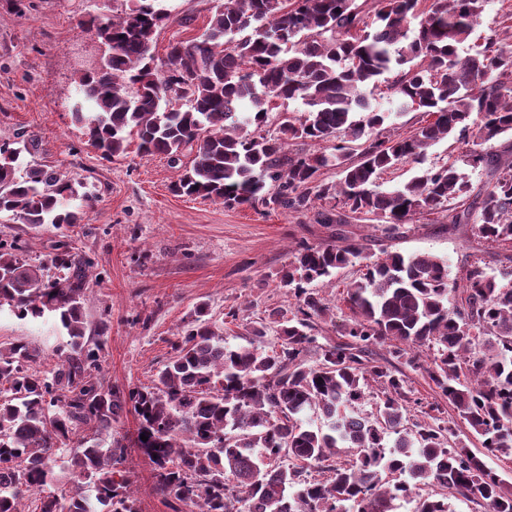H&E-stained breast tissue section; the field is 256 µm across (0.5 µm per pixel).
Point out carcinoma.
Here are the masks:
<instances>
[{
	"label": "carcinoma",
	"instance_id": "obj_1",
	"mask_svg": "<svg viewBox=\"0 0 512 512\" xmlns=\"http://www.w3.org/2000/svg\"><path fill=\"white\" fill-rule=\"evenodd\" d=\"M419 2L372 0L369 22L355 0H222L201 34L169 44L160 67L152 45L169 14L158 0H135L122 16L87 22L106 55L78 78L73 117L105 160L127 155L133 138L137 151L174 164L194 153L173 185L179 195L227 209L314 210L324 225L348 213L407 224L456 200L448 231L471 222L477 243L512 247V148L494 149L512 135V54L492 38L461 54L486 0H433L426 11ZM391 72L398 111L418 113L405 134L381 133L389 113L368 95ZM291 102L303 115L265 132L268 114ZM451 138L473 145L465 164L488 169L486 188L473 192L454 162L380 188L381 174ZM298 142L332 146L291 150ZM32 145L0 143V213L57 229L77 223L72 202L87 193L51 167L19 172ZM328 168L341 178L322 179ZM269 181L273 193L264 192ZM361 259L357 243L299 244L280 272L293 309L270 314L278 345L228 344L200 304L154 383L124 391L102 375L103 335H86L92 262L61 241L38 262L0 242V309L51 314L70 338L43 371L33 367L37 348L0 342V512H22L29 493L38 495L32 512H139L122 468L130 446L152 463L153 491L171 512H395L398 500L451 512L450 494L483 512H512V487L437 416L439 405L409 397L403 371L423 369L486 452L511 451L512 288L478 263L451 281L435 256L387 251L345 285L344 341L320 346L310 365L328 308L308 284ZM388 342L392 358L369 357ZM371 381L381 394L373 419L357 412ZM412 408L422 414L413 423ZM126 411L136 436L105 442ZM308 411L324 425L305 424ZM60 445L67 495L52 490ZM344 448L356 453L338 463ZM393 474L400 480L391 484ZM426 484L433 493L417 494Z\"/></svg>",
	"mask_w": 512,
	"mask_h": 512
}]
</instances>
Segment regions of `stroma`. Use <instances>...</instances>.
Wrapping results in <instances>:
<instances>
[{
    "label": "stroma",
    "instance_id": "1",
    "mask_svg": "<svg viewBox=\"0 0 512 512\" xmlns=\"http://www.w3.org/2000/svg\"><path fill=\"white\" fill-rule=\"evenodd\" d=\"M217 0H163L170 18L158 30L155 55L164 58L169 42L199 32ZM129 0H24L22 11L0 0V138L34 140L22 152L21 166L50 165L83 183L90 197L81 201L78 223L54 228L22 223L0 214V239L19 240L22 254L38 260L62 239L90 258L96 282L84 300L88 335L104 334L102 371L120 389L147 386L172 354L197 304L208 306L209 319L227 342L241 345L247 328L275 311L290 310L293 299L282 288L281 268L300 241L312 244L347 239L362 244L365 262L339 270L319 283L332 318L318 322V346L308 354L319 361L320 345L340 341V325L350 315L346 283L362 277L365 264L383 252L429 254L448 264V276L461 278L475 261H483L503 285L512 286V263L498 248L478 245L470 229L452 234L444 212L424 213L397 228L375 220L352 219L325 226L314 213L293 215L260 206L227 209L220 203L176 194L180 171L162 155L104 160L88 145L72 117L76 82L106 53L81 20L124 13ZM512 0H487L473 44L496 38L512 53ZM464 144L443 140L432 146L423 164L404 162L383 174V187L407 182L422 169L456 161ZM21 340L39 348L47 364L65 344V331L53 319H20L0 309V342ZM129 473L139 512H170L152 492L149 460L131 451Z\"/></svg>",
    "mask_w": 512,
    "mask_h": 512
}]
</instances>
